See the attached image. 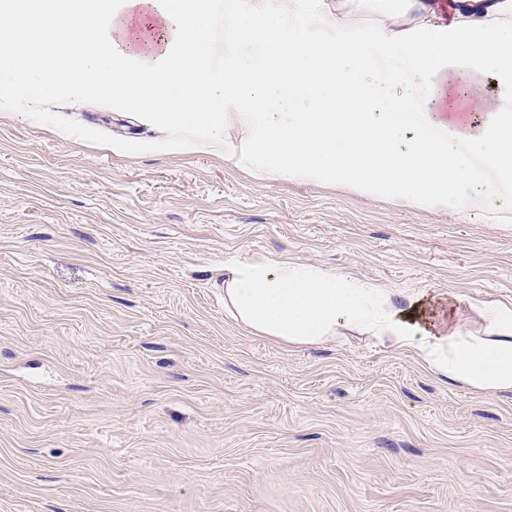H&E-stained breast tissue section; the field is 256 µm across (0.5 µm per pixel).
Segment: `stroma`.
<instances>
[{
    "label": "stroma",
    "mask_w": 512,
    "mask_h": 512,
    "mask_svg": "<svg viewBox=\"0 0 512 512\" xmlns=\"http://www.w3.org/2000/svg\"><path fill=\"white\" fill-rule=\"evenodd\" d=\"M350 269L486 335L512 222L176 149L104 92L0 105V512H512V391L355 331L251 335L238 256Z\"/></svg>",
    "instance_id": "obj_1"
}]
</instances>
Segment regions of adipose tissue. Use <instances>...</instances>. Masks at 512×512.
I'll use <instances>...</instances> for the list:
<instances>
[{
    "label": "adipose tissue",
    "mask_w": 512,
    "mask_h": 512,
    "mask_svg": "<svg viewBox=\"0 0 512 512\" xmlns=\"http://www.w3.org/2000/svg\"><path fill=\"white\" fill-rule=\"evenodd\" d=\"M0 0V97L22 86L39 96L110 100L164 123L177 140L258 176L346 184L409 206L487 210L512 199V113L459 103L452 78L503 75L512 104V0H337L334 13L295 15L294 0H227L210 25L207 0ZM378 18L358 31L356 13ZM250 43L263 55L224 59L214 84L198 64L214 43ZM469 185L473 194L459 195ZM224 307L250 334L291 347L356 330L407 349L440 379L481 393L512 389V303L491 300L488 335L430 334L423 296L354 272L287 256L224 264Z\"/></svg>",
    "instance_id": "adipose-tissue-1"
}]
</instances>
